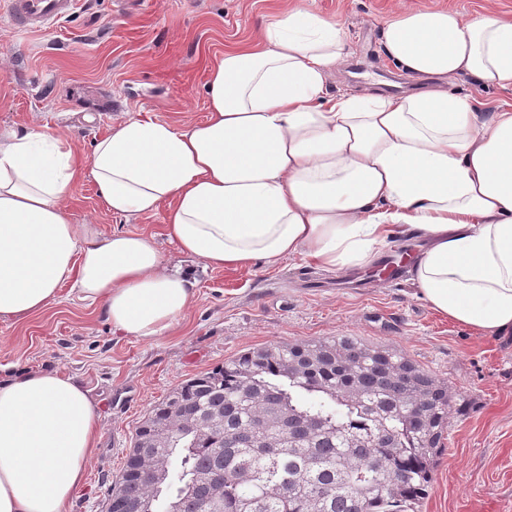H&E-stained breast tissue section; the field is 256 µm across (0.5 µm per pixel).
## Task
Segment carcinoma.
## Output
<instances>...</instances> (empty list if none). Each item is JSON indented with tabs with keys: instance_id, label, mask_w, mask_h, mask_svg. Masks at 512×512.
Wrapping results in <instances>:
<instances>
[{
	"instance_id": "carcinoma-1",
	"label": "carcinoma",
	"mask_w": 512,
	"mask_h": 512,
	"mask_svg": "<svg viewBox=\"0 0 512 512\" xmlns=\"http://www.w3.org/2000/svg\"><path fill=\"white\" fill-rule=\"evenodd\" d=\"M463 409L395 347L253 348L144 417L106 512H414Z\"/></svg>"
}]
</instances>
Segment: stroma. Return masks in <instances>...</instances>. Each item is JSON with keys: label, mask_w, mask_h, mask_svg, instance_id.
<instances>
[{"label": "stroma", "mask_w": 512, "mask_h": 512, "mask_svg": "<svg viewBox=\"0 0 512 512\" xmlns=\"http://www.w3.org/2000/svg\"><path fill=\"white\" fill-rule=\"evenodd\" d=\"M287 3L345 32L350 56L328 78L334 94L368 85L420 90L382 48L384 26L401 5L512 19V0H77L67 18L31 31L0 10V127L46 125L87 155L112 125L144 112L201 122L213 57L249 44ZM66 207L73 223L104 234L158 235L168 268L193 269L197 280L194 303L149 341L113 333L102 309L66 286L26 321L0 318V364L60 370L97 402V451L67 512H105L136 427L181 382L252 348L333 336L402 350L467 403L450 420L417 512H512V337L449 321L417 296L407 273L389 275L385 264L401 254L400 243L351 272H326L300 256L206 269L161 237L162 214L112 215L92 180L74 184Z\"/></svg>", "instance_id": "35a3bbf8"}]
</instances>
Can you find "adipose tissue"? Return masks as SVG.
Wrapping results in <instances>:
<instances>
[{"label":"adipose tissue","instance_id":"obj_1","mask_svg":"<svg viewBox=\"0 0 512 512\" xmlns=\"http://www.w3.org/2000/svg\"><path fill=\"white\" fill-rule=\"evenodd\" d=\"M383 49L426 88L330 93L344 31L287 8L214 56L203 122L131 118L87 157L46 128L0 129V318L46 310L67 284L116 332L151 340L192 305L193 270H168L155 235L72 223L66 199L88 176L112 215L162 213L165 237L211 269L304 255L349 271L416 237L417 295L511 336L512 103L482 112L448 83L512 88V21L405 10ZM97 441L96 403L74 377L0 365V512H65Z\"/></svg>","mask_w":512,"mask_h":512}]
</instances>
